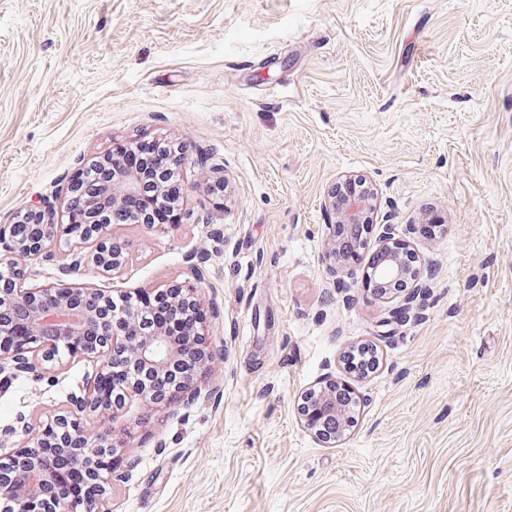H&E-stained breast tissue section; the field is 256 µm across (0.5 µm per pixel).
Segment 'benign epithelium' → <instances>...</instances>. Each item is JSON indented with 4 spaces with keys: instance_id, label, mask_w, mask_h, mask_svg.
Masks as SVG:
<instances>
[{
    "instance_id": "7a95c632",
    "label": "benign epithelium",
    "mask_w": 512,
    "mask_h": 512,
    "mask_svg": "<svg viewBox=\"0 0 512 512\" xmlns=\"http://www.w3.org/2000/svg\"><path fill=\"white\" fill-rule=\"evenodd\" d=\"M143 175L131 172L105 186L106 195L117 206L133 194ZM328 206L337 216V224H366L370 198L362 193L351 194L336 202L331 196ZM104 220L97 211L77 216L70 214L66 224L44 221L42 210L34 205L13 217V222L0 224V252H21L34 259L47 253L53 243L90 244L93 260L104 273L121 267L128 259L126 244L103 237ZM374 279L392 283L407 277V271L396 257L388 255L372 270ZM89 289L76 283H62L44 288H24L19 280L10 279L0 288V300L8 298L12 308L0 307V337L21 334L15 343L0 342V374L10 371L30 372L45 364H55L61 356H92L102 358L100 369L86 390L70 396L72 409L53 417L54 427L43 429L36 447L48 446L59 438L82 441L79 414L102 411L96 388L116 368L135 367L153 377L172 374L185 360L191 342L173 343L166 331L157 327L145 332L139 327V314L133 308L118 309L105 302L110 295L96 291L95 300ZM300 405L301 420L307 429L324 443L334 444L351 424V415L334 388H310L304 392ZM12 471L5 476L0 470V503L8 512H100V500H66L52 494L56 478V459L49 455L33 456L27 449L11 456Z\"/></svg>"
}]
</instances>
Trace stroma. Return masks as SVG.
Returning a JSON list of instances; mask_svg holds the SVG:
<instances>
[{
	"label": "stroma",
	"mask_w": 512,
	"mask_h": 512,
	"mask_svg": "<svg viewBox=\"0 0 512 512\" xmlns=\"http://www.w3.org/2000/svg\"><path fill=\"white\" fill-rule=\"evenodd\" d=\"M138 138L181 147V220L108 225L128 262L85 245L74 280L193 287L217 395L84 414L118 442L102 512H512V0H0V222L42 200L67 223L68 183ZM355 176L367 249L387 224L419 257L414 302L329 271L324 200ZM72 253L11 263L53 285ZM361 343L365 377L343 365ZM94 368L0 385V456ZM319 382L357 400L333 444L299 419Z\"/></svg>",
	"instance_id": "35a3bbf8"
}]
</instances>
